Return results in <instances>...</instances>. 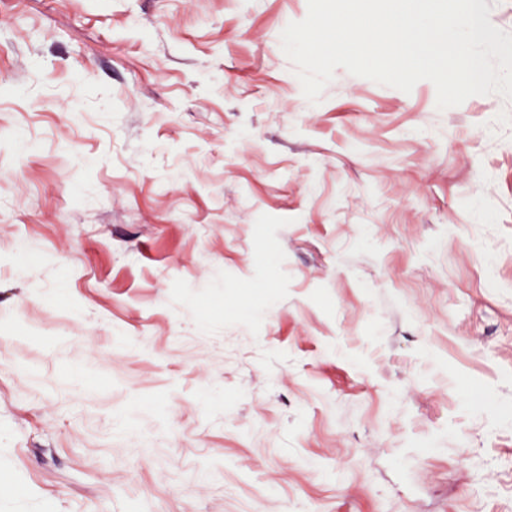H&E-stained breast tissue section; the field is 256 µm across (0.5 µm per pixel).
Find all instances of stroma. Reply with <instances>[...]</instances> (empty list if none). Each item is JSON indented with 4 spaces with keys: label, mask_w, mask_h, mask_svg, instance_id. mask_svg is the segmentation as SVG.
<instances>
[{
    "label": "stroma",
    "mask_w": 512,
    "mask_h": 512,
    "mask_svg": "<svg viewBox=\"0 0 512 512\" xmlns=\"http://www.w3.org/2000/svg\"><path fill=\"white\" fill-rule=\"evenodd\" d=\"M307 13L0 0V512H512V100Z\"/></svg>",
    "instance_id": "stroma-1"
}]
</instances>
